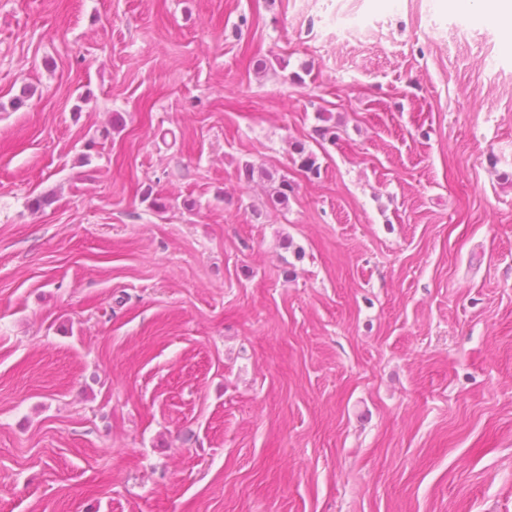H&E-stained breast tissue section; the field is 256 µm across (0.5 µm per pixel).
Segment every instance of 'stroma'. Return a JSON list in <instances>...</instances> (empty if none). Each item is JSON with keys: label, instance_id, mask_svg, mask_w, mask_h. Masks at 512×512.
I'll use <instances>...</instances> for the list:
<instances>
[{"label": "stroma", "instance_id": "1", "mask_svg": "<svg viewBox=\"0 0 512 512\" xmlns=\"http://www.w3.org/2000/svg\"><path fill=\"white\" fill-rule=\"evenodd\" d=\"M504 42L481 0H0V512H512Z\"/></svg>", "mask_w": 512, "mask_h": 512}]
</instances>
